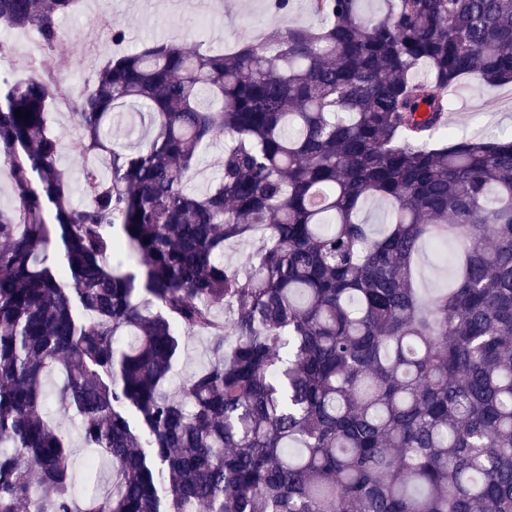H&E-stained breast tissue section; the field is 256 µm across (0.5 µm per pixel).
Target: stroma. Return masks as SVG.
<instances>
[{"instance_id":"stroma-1","label":"stroma","mask_w":512,"mask_h":512,"mask_svg":"<svg viewBox=\"0 0 512 512\" xmlns=\"http://www.w3.org/2000/svg\"><path fill=\"white\" fill-rule=\"evenodd\" d=\"M317 25L305 0H295L291 11L279 13L267 0H208L198 9L195 0H183L173 8L170 0H78L73 12L59 17L57 25L68 39L56 50H43L36 30H11L0 38L11 46L0 59V77L25 79L30 58L41 60L61 88L77 95L87 87L97 71L112 56L141 49L152 42L177 43L203 51H229L239 44L257 39L266 30L287 27L288 23ZM125 32L123 43L112 41L113 29ZM506 90L483 92L477 79L468 77L450 95L448 122L458 136L479 138L499 130L512 131V105L502 95ZM417 286L423 294L447 287L450 265L443 261L433 244H426L417 259ZM72 444V464L78 485H97L106 491L104 476L85 467L90 456L79 434L78 421L71 416L61 419Z\"/></svg>"}]
</instances>
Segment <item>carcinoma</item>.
Masks as SVG:
<instances>
[{
  "instance_id": "1",
  "label": "carcinoma",
  "mask_w": 512,
  "mask_h": 512,
  "mask_svg": "<svg viewBox=\"0 0 512 512\" xmlns=\"http://www.w3.org/2000/svg\"><path fill=\"white\" fill-rule=\"evenodd\" d=\"M76 2L0 0V28L51 50ZM307 2L319 26L233 53L109 59L66 144L49 73L0 79V512H512V136L448 132L462 78L512 83V0ZM65 149L104 163L81 207ZM427 240L463 248L425 299ZM53 399L112 464L80 509ZM223 148L224 143L222 144L221 141H217L207 153L202 155L198 169L190 181L189 186L199 187L201 185L210 184L218 171L215 166V159L219 156ZM184 353L174 365L168 382V389L175 391L183 381L193 372L199 370L207 363L208 339L203 335L185 336Z\"/></svg>"
}]
</instances>
